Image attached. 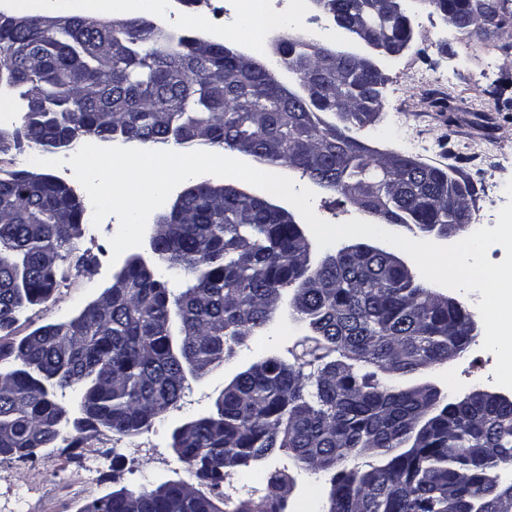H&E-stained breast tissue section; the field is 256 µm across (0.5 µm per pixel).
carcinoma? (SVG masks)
<instances>
[{"mask_svg": "<svg viewBox=\"0 0 512 512\" xmlns=\"http://www.w3.org/2000/svg\"><path fill=\"white\" fill-rule=\"evenodd\" d=\"M434 12L464 15L507 0H425ZM336 26L405 47L406 0H317ZM323 47L280 39L277 70L197 35L169 37L147 19L30 15L0 24V89L26 102L22 129L0 131V153L26 141L36 152L74 153L88 140L117 146L221 147L256 163L299 169L364 214L437 237L468 223L453 198L456 179L434 167H395L352 135L377 119L385 76L340 58L322 66ZM326 114L337 116L330 122ZM197 180L159 218L158 265L129 267L89 315L43 326L0 345V453L51 448L68 409L55 394L82 385L78 404L92 423L126 437L178 406L187 375L201 378L235 357L270 325L290 294L304 324L303 351L252 362L224 386L215 411L173 431V448L199 480L116 490L81 512H224L214 490L233 470L244 476L286 453L295 466L329 473L320 512H507L512 482V401L478 387L450 399L433 384L394 381L460 356L477 338L457 298L418 283L393 253L366 244L328 251L313 263L288 213L266 198ZM86 214L66 183L30 170L0 178V331L23 308L49 298L56 271ZM188 277L177 294L159 267ZM368 458L345 466L351 458ZM376 458L378 463L369 462ZM275 472L267 493L235 512H284Z\"/></svg>", "mask_w": 512, "mask_h": 512, "instance_id": "cac0c4a2", "label": "carcinoma"}]
</instances>
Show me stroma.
I'll list each match as a JSON object with an SVG mask.
<instances>
[{"label": "stroma", "instance_id": "stroma-1", "mask_svg": "<svg viewBox=\"0 0 512 512\" xmlns=\"http://www.w3.org/2000/svg\"><path fill=\"white\" fill-rule=\"evenodd\" d=\"M224 2L195 0L188 5L184 0H163L164 9L153 20L168 34L200 33L219 42L221 30L211 19L223 15ZM408 13L413 32L409 46L379 61L386 77L383 109L374 123L355 130V137L379 151L398 152L446 169L472 185L475 197L485 194L488 181L505 187L512 180V54L503 48L512 45V23L489 35L454 41L448 24L423 0H410ZM284 33L339 51L349 47L347 34L312 4L302 18L270 29L261 51L244 41L237 47L272 64L273 43ZM117 230L113 216L98 227L89 221L82 224L73 252L58 269L50 298L23 308L12 327L0 331V344L18 342L40 327L70 319L109 288L119 269L111 261L110 246ZM303 334L287 308H280L265 335L238 348L234 362L246 364L271 352L287 356ZM493 370L489 353L478 340L461 356L408 376L407 381L431 383L451 397L476 386L493 392L497 389ZM223 388V372L191 377L179 408L136 437H121L104 428L79 434L69 427L54 447L44 449L35 460H0V506L7 512H81L87 503L120 488L139 490L169 479L191 481L173 448V430L213 410ZM75 442L85 455L101 458L96 475L68 458ZM275 470L293 479L289 512L302 501L314 505L326 501L329 474L313 475L282 454L253 468L249 476L235 478L238 491L226 496L227 506L248 500L250 487L266 484Z\"/></svg>", "mask_w": 512, "mask_h": 512}]
</instances>
